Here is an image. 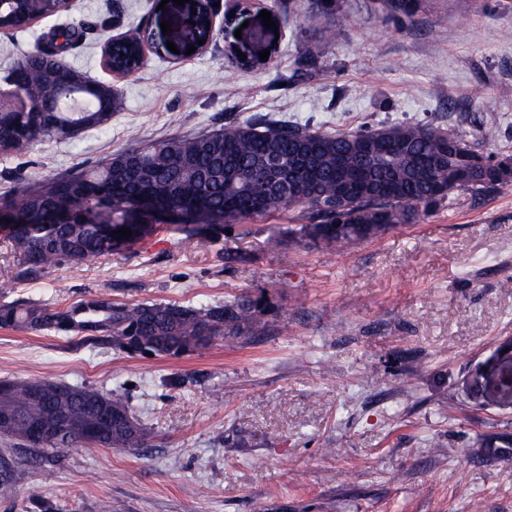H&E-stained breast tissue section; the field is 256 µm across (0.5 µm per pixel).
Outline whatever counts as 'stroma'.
<instances>
[{
	"label": "stroma",
	"mask_w": 512,
	"mask_h": 512,
	"mask_svg": "<svg viewBox=\"0 0 512 512\" xmlns=\"http://www.w3.org/2000/svg\"><path fill=\"white\" fill-rule=\"evenodd\" d=\"M218 0L201 54L146 52L127 76L103 63L107 38L138 24H178L157 0H69L60 15L0 32V75L44 34L92 22L68 63L112 85L123 107L105 125L0 160V194L18 174L53 176L97 164L131 138L148 143L254 116L355 131L422 123L462 135L480 154L512 157V0ZM269 11L272 61L230 55ZM317 14L336 41L301 24ZM316 45L315 59L305 51ZM494 123L498 136L482 142ZM295 208L236 225L223 241L169 224L125 253L16 283L0 231V301L59 307L113 299L194 304L245 293L274 330L179 358H132L77 337L0 328V380L44 376L128 397L152 432L137 450L78 447L63 466L20 462L24 483L0 490V512H512V457L477 448L512 440V397L472 381L512 338V182L460 191L376 240L289 241ZM282 238V248L272 247Z\"/></svg>",
	"instance_id": "obj_1"
}]
</instances>
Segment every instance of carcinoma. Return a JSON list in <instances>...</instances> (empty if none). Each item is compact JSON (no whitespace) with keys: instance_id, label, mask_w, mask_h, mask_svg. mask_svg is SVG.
I'll return each instance as SVG.
<instances>
[{"instance_id":"cac0c4a2","label":"carcinoma","mask_w":512,"mask_h":512,"mask_svg":"<svg viewBox=\"0 0 512 512\" xmlns=\"http://www.w3.org/2000/svg\"><path fill=\"white\" fill-rule=\"evenodd\" d=\"M63 0H6L0 30L11 31L62 11ZM196 11V36L212 29L208 0H188ZM88 26L71 22L43 37L44 45L17 58L4 76L28 107L0 112V157L10 159L42 141H62L106 124L122 100L111 85L72 68L66 54ZM140 27L128 28L104 58L126 74L139 65ZM57 95L63 111L47 108ZM420 123L370 126L330 133L268 125L250 119L203 133L141 143L103 161L53 178H23L14 193L0 196L9 234L13 279L40 278L59 267H78L110 257L149 239L159 224H175L185 237L221 239L224 229L291 208L308 209V223L292 234L328 247L381 237L445 204L458 191L501 184L507 157L498 166L463 137ZM70 216L65 223L55 217ZM126 227L132 236L117 238ZM266 309L247 295L224 302L124 303L108 293L52 307L42 301L0 302V328L81 336L128 356L181 357L222 341L238 344L264 332ZM86 423L83 433L58 427L60 415ZM52 431L30 443L33 427ZM0 436L11 438L41 460L62 461L78 446L143 448L150 430L128 400L85 385L49 377L0 382ZM20 465L0 457V489L25 479Z\"/></svg>"}]
</instances>
